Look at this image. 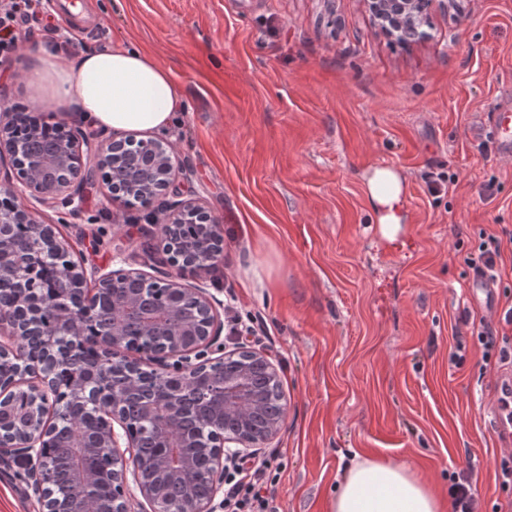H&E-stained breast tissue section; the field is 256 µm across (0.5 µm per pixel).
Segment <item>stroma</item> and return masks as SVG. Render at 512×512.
<instances>
[{
    "instance_id": "stroma-1",
    "label": "stroma",
    "mask_w": 512,
    "mask_h": 512,
    "mask_svg": "<svg viewBox=\"0 0 512 512\" xmlns=\"http://www.w3.org/2000/svg\"><path fill=\"white\" fill-rule=\"evenodd\" d=\"M51 0L23 38L0 100L30 105L33 49L68 64L134 46L169 70L185 102L167 135L175 183L223 225L221 264L189 275L224 300L223 319L280 366L277 512H330L345 468L374 457L408 467L453 512L469 477L478 512H512L497 463L512 453L491 420L504 374L474 334L512 306V161L483 115L512 97V0H458L429 37L387 38L362 0H88L84 25ZM57 32L47 38L43 26ZM407 180L406 222L380 240L363 175ZM450 179L430 193L429 174ZM78 216L37 205L87 270L169 271L157 223L86 185ZM496 240V312L471 299L479 246ZM0 512H38L23 470H0Z\"/></svg>"
}]
</instances>
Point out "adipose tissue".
<instances>
[{
	"mask_svg": "<svg viewBox=\"0 0 512 512\" xmlns=\"http://www.w3.org/2000/svg\"><path fill=\"white\" fill-rule=\"evenodd\" d=\"M30 71L33 88L51 85L59 100L80 105L82 119L106 130L168 133L182 100L169 73L150 55L129 47L89 50L61 66L41 52ZM364 186L378 231L394 241L406 222V180L388 166L371 168ZM430 487L408 468L376 458L345 470L331 512H440Z\"/></svg>",
	"mask_w": 512,
	"mask_h": 512,
	"instance_id": "ef3b65f1",
	"label": "adipose tissue"
}]
</instances>
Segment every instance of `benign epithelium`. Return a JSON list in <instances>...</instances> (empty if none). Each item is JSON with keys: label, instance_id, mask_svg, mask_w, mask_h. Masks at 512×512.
Segmentation results:
<instances>
[{"label": "benign epithelium", "instance_id": "obj_1", "mask_svg": "<svg viewBox=\"0 0 512 512\" xmlns=\"http://www.w3.org/2000/svg\"><path fill=\"white\" fill-rule=\"evenodd\" d=\"M435 2L364 0L381 31L402 45L427 37L423 24ZM83 124L56 122L46 112L0 114V163L12 167L0 183V278L15 292L13 304L0 309V360L15 363L0 391V464L24 470L39 512H61L64 498L70 512H99V453L112 459L108 512H133L140 498L150 512H218L225 466L259 455L282 431L279 371L242 342L227 348L223 300L186 283L184 271L221 261L224 237L209 211L181 198L173 145L133 135L101 139ZM82 148L97 158L108 196L131 209L134 199L115 173L129 158L145 160L151 181L141 193L166 198L160 230L175 271L89 273L54 228L21 205L31 198L78 214L89 180ZM90 277L95 288L88 291ZM50 306L58 317L43 329ZM80 346L97 351V365L91 379L64 389L58 374L74 366ZM62 429L79 431L86 442L65 487L52 481L46 452ZM185 442L209 452L206 470L179 453ZM188 473L208 483L206 497L194 496Z\"/></svg>", "mask_w": 512, "mask_h": 512}]
</instances>
